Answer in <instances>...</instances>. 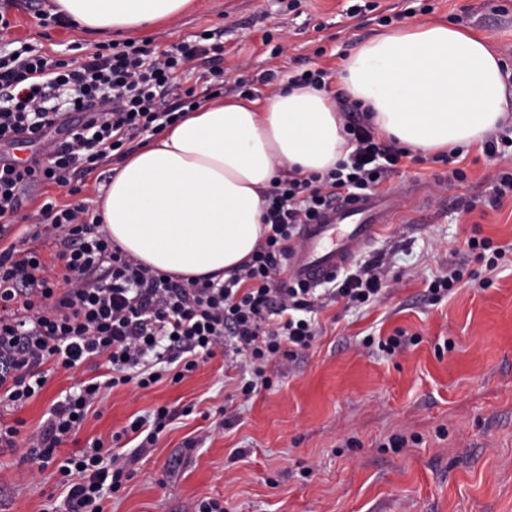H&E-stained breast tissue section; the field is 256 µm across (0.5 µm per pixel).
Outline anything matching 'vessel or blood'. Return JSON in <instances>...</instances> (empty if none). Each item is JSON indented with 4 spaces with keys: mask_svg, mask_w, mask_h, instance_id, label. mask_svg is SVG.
Instances as JSON below:
<instances>
[{
    "mask_svg": "<svg viewBox=\"0 0 512 512\" xmlns=\"http://www.w3.org/2000/svg\"><path fill=\"white\" fill-rule=\"evenodd\" d=\"M391 197L364 194L340 199L319 221L301 225L298 243L286 260L288 279L320 282L346 268L396 222Z\"/></svg>",
    "mask_w": 512,
    "mask_h": 512,
    "instance_id": "b4317fda",
    "label": "vessel or blood"
}]
</instances>
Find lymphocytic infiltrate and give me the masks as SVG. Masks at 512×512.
Masks as SVG:
<instances>
[{
  "mask_svg": "<svg viewBox=\"0 0 512 512\" xmlns=\"http://www.w3.org/2000/svg\"><path fill=\"white\" fill-rule=\"evenodd\" d=\"M223 52L222 42L199 39L171 47L112 42L75 67L27 45L0 52V143L43 141L64 113L82 115L64 140L46 143L43 158L0 162L1 224H13L21 187L49 189L21 235L28 249L0 246V405L19 408L36 397L48 364L71 370L101 358L112 370L106 382H85L53 405L45 427L27 440L32 462L53 458L102 388L150 387L162 378V363L175 365L177 383L220 349L225 366L250 367L243 395L270 386L265 365L311 345L326 303L360 308L388 287L390 272L376 258L324 288L284 277L299 225L314 223L337 198L374 192L412 155L379 138L369 114L343 99L338 107L352 151L324 174L274 181L263 215L268 231L227 281L185 282L150 269L114 244L100 216L77 201L81 183L105 158L126 155L128 144L149 141L195 107L187 80L218 82L220 71L198 64ZM55 188L74 202L58 201ZM38 240L52 242L54 254L43 256ZM129 464L99 440L69 457L59 468L68 487L65 512H103L102 501L131 477Z\"/></svg>",
  "mask_w": 512,
  "mask_h": 512,
  "instance_id": "lymphocytic-infiltrate-1",
  "label": "lymphocytic infiltrate"
}]
</instances>
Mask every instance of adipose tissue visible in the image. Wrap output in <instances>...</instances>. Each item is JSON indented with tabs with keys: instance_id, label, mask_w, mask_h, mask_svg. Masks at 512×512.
<instances>
[{
	"instance_id": "1",
	"label": "adipose tissue",
	"mask_w": 512,
	"mask_h": 512,
	"mask_svg": "<svg viewBox=\"0 0 512 512\" xmlns=\"http://www.w3.org/2000/svg\"><path fill=\"white\" fill-rule=\"evenodd\" d=\"M92 32L142 33L191 0H53ZM346 96L376 134L425 153L482 144L512 125V89L488 40L445 22L389 30L343 59ZM350 151L330 94L277 88L264 102L208 97L117 161L97 198L104 229L125 252L176 277L224 280L263 235L274 179L323 173Z\"/></svg>"
}]
</instances>
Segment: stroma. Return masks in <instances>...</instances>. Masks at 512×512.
<instances>
[{
    "instance_id": "stroma-1",
    "label": "stroma",
    "mask_w": 512,
    "mask_h": 512,
    "mask_svg": "<svg viewBox=\"0 0 512 512\" xmlns=\"http://www.w3.org/2000/svg\"><path fill=\"white\" fill-rule=\"evenodd\" d=\"M377 2L378 10L350 18L348 0H301L292 12L285 0H194L143 38L172 46L223 28L216 66L228 98L237 82L288 69L296 57L339 69L359 42L384 32L381 17L395 14L405 26L449 22L481 34L512 67V0H425L428 11L412 15L408 0ZM0 11L11 22L0 42L28 43L56 59L80 58L105 41L41 24L25 0H0ZM275 46L284 49L276 58ZM460 167L465 181L440 189L434 182L446 164L411 166L407 176L429 195V208L415 224L411 203L394 198L398 223L363 254L381 257L397 287L360 310L341 302L322 310L313 344L267 365L271 388L244 397L242 370L225 369L217 356L177 383L166 376L146 389H102L48 464L32 463L22 447L0 450V512H62L64 460L161 406L172 421L104 512H199L211 499L224 512H512V267L487 272L466 245L476 236L512 248V199L488 204L512 155L490 160L474 147ZM451 264L466 276L433 302L426 282ZM398 328L416 343L391 355L379 350L377 340ZM99 374L91 363L49 372L41 393L0 412V422L18 424L24 436L38 431L53 403Z\"/></svg>"
}]
</instances>
